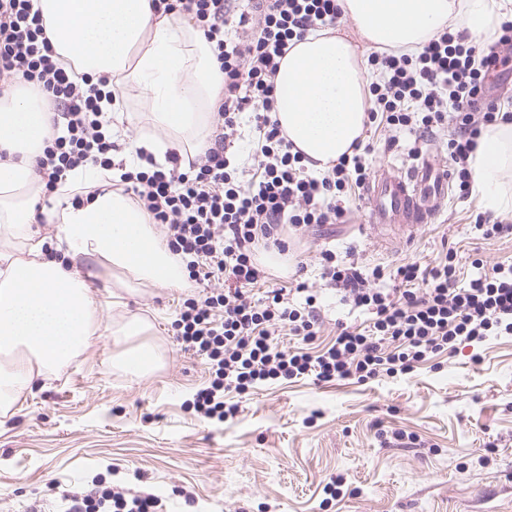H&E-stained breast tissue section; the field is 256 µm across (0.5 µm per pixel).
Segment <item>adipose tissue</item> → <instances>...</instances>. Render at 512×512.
Returning <instances> with one entry per match:
<instances>
[{
	"mask_svg": "<svg viewBox=\"0 0 512 512\" xmlns=\"http://www.w3.org/2000/svg\"><path fill=\"white\" fill-rule=\"evenodd\" d=\"M57 54L79 72L106 75L136 88L159 135L142 140L163 160L171 149L203 152L210 111L224 75L201 31L174 12L156 17L153 0H33ZM345 18L376 48L414 51L445 28L490 36L512 17V0H341ZM374 75L346 37L331 30L307 35L283 58L276 77V117L311 170L323 172L352 154L368 123ZM54 111L46 96L18 85L0 98V415L37 379L84 352L101 333V304L78 267L103 260L142 283L180 288L185 269L170 254L149 215L126 195L104 190L87 204L68 196L90 174L78 169L46 204L37 160L52 136ZM472 192L486 209L512 210V121L483 129L470 158ZM57 227L55 236L37 227ZM130 345L116 366L139 375L161 361L144 321L121 325Z\"/></svg>",
	"mask_w": 512,
	"mask_h": 512,
	"instance_id": "obj_1",
	"label": "adipose tissue"
}]
</instances>
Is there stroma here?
I'll use <instances>...</instances> for the list:
<instances>
[{
    "label": "stroma",
    "instance_id": "1",
    "mask_svg": "<svg viewBox=\"0 0 512 512\" xmlns=\"http://www.w3.org/2000/svg\"><path fill=\"white\" fill-rule=\"evenodd\" d=\"M123 108L113 138L129 147L155 135L138 91ZM365 138L375 148L371 169L401 171L415 161L408 134L383 124L368 127ZM346 206L342 223L289 236L290 270L272 274L274 285L288 287L292 268L306 263L322 321L314 347L332 340L337 323L364 319L324 286L320 249L353 252L367 273L432 265L450 247L465 277L475 253L488 269L512 263V233L477 239L476 219L497 216L457 189L408 240L367 224L365 196ZM110 280L111 294L99 296L105 323L147 320L163 364L146 377L114 367L117 345L106 335L24 394L0 416V512H61L64 496L97 484L155 494L164 512H512V336L462 344L404 378L367 385L303 378L231 393L240 412L217 424L188 406L209 372L174 337L191 289L142 286L119 272ZM394 431L416 435V445L389 443ZM339 478L342 494L325 493Z\"/></svg>",
    "mask_w": 512,
    "mask_h": 512
}]
</instances>
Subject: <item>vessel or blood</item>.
<instances>
[{
  "label": "vessel or blood",
  "mask_w": 512,
  "mask_h": 512,
  "mask_svg": "<svg viewBox=\"0 0 512 512\" xmlns=\"http://www.w3.org/2000/svg\"><path fill=\"white\" fill-rule=\"evenodd\" d=\"M449 180L428 154L404 173L380 169L366 187L369 224L413 236L418 225L430 222L445 208Z\"/></svg>",
  "instance_id": "b4317fda"
}]
</instances>
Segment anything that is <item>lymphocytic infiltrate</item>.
Listing matches in <instances>:
<instances>
[{"label": "lymphocytic infiltrate", "instance_id": "f902f5d3", "mask_svg": "<svg viewBox=\"0 0 512 512\" xmlns=\"http://www.w3.org/2000/svg\"><path fill=\"white\" fill-rule=\"evenodd\" d=\"M154 12L186 14L208 41L224 73L213 104L219 132L200 156L173 150L160 163L137 150V169L109 186L151 216L189 279L204 289L184 301L176 323L182 348L200 356L213 375L193 397L199 416L220 422L236 417L238 407L225 403V393L241 395L264 381L400 377L433 356L455 353L461 343L512 336V264L486 273L481 259H473L478 273L462 284L458 253L451 248L431 267L412 262L390 274L377 267L368 275L354 254L340 258L323 249L317 257L321 279L367 319L356 327L337 324L332 344L310 350L320 324L293 299L306 292V284L291 290L271 286L257 253H286L289 231L336 223L348 192L369 177L366 158L373 146L361 142L331 170L308 174L275 117L282 59L307 34L335 28L342 17L339 0H254L250 13L239 15L228 0H154ZM231 25L250 27L251 33L242 40L225 37ZM496 34L497 48L487 50L480 39L447 28L416 52L386 49L368 57L382 74L369 87V122H386L419 140L455 125L448 155L464 198L471 194L469 159L481 130L501 112L500 104L483 109L479 103L489 72L505 63L499 47L512 46V20L502 22ZM22 81L46 94L64 125L39 160L46 193L81 166L110 172L111 120L101 104L120 101L121 87L110 77L93 78L63 63L32 0H0V96ZM246 111L258 135L247 182L234 151ZM284 329L299 337V346L280 344L276 334ZM161 505L152 494L128 498L104 487L73 495L65 512H159Z\"/></svg>", "mask_w": 512, "mask_h": 512}]
</instances>
